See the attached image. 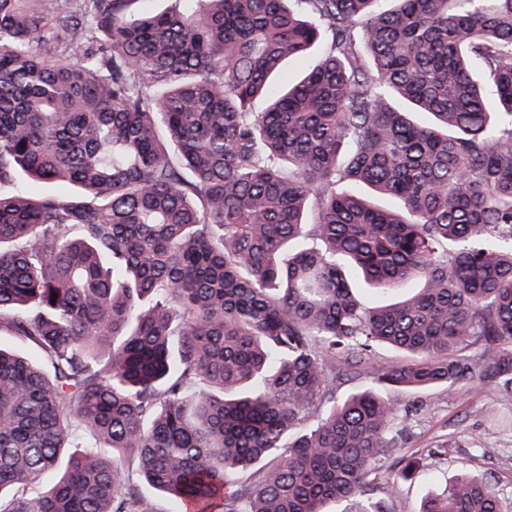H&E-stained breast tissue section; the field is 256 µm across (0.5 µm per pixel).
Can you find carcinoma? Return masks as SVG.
Instances as JSON below:
<instances>
[{
	"label": "carcinoma",
	"mask_w": 512,
	"mask_h": 512,
	"mask_svg": "<svg viewBox=\"0 0 512 512\" xmlns=\"http://www.w3.org/2000/svg\"><path fill=\"white\" fill-rule=\"evenodd\" d=\"M90 2L0 0V512H387L386 388L512 397V0Z\"/></svg>",
	"instance_id": "obj_1"
}]
</instances>
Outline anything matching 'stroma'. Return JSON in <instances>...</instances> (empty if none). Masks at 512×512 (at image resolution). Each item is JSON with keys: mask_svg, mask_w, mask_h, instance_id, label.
I'll list each match as a JSON object with an SVG mask.
<instances>
[{"mask_svg": "<svg viewBox=\"0 0 512 512\" xmlns=\"http://www.w3.org/2000/svg\"><path fill=\"white\" fill-rule=\"evenodd\" d=\"M388 396L403 417L398 450L380 459L368 488L389 512H418L427 493L442 491L464 467L494 484L504 502H512V435L488 430L480 418L485 411L512 412V398L487 382L415 393L393 389ZM413 452L427 455V469L388 495V475Z\"/></svg>", "mask_w": 512, "mask_h": 512, "instance_id": "1", "label": "stroma"}]
</instances>
